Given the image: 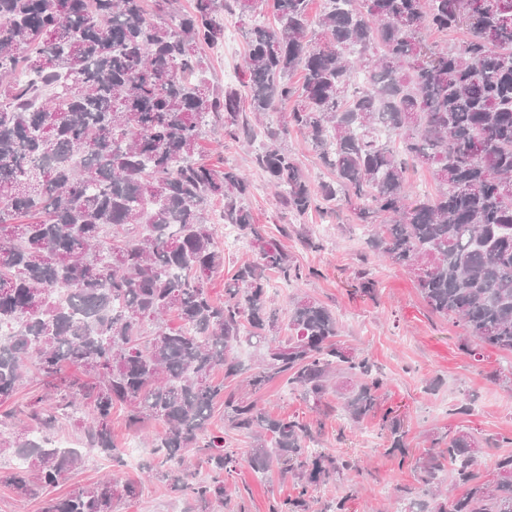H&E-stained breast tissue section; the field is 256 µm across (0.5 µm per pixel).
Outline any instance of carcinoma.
Segmentation results:
<instances>
[{
	"mask_svg": "<svg viewBox=\"0 0 512 512\" xmlns=\"http://www.w3.org/2000/svg\"><path fill=\"white\" fill-rule=\"evenodd\" d=\"M233 2L277 21L245 32L247 102L203 76L202 51L224 41L225 0H191L186 12L177 0H0V405L26 377L52 391L0 413L11 431L0 451L23 461L0 482L42 499L41 512H112L136 497V483L109 476L44 496L83 455L39 438L81 413L88 446L120 462L117 405L134 425L162 423L150 444L154 476L205 509L232 497L224 475L235 453L207 433L218 407L225 425L251 435L250 467L277 465L296 486L269 512H311L313 486L351 469L310 447L309 425L224 385L240 373L236 352L247 343L260 349L247 377L254 393L280 378L316 405L334 392L359 422L376 412L384 386L369 358L337 340L327 306L298 299L280 325L268 275L292 282L303 271L244 205L251 181L196 158L206 128L249 140L248 114L265 116L278 101L295 100L288 125L336 175L315 186L272 143L256 163L279 203L299 217L346 204L365 224L388 218L371 248L407 269L465 341L512 352V0H325L315 29L309 0ZM463 27L468 38L448 51L421 36ZM418 166L438 189L411 201L408 172ZM215 200L224 223L258 248L220 302L208 287L224 266L209 222ZM66 366L75 372L64 380ZM335 378L350 388L339 391ZM381 421L391 449L403 450L400 418L388 409ZM193 448L207 455V481L183 468ZM482 450L463 430L432 439L423 482L438 484L450 469L466 492H433L429 502L401 495L399 512H512V454L495 460L489 481Z\"/></svg>",
	"mask_w": 512,
	"mask_h": 512,
	"instance_id": "carcinoma-1",
	"label": "carcinoma"
}]
</instances>
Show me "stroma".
<instances>
[{"label":"stroma","mask_w":512,"mask_h":512,"mask_svg":"<svg viewBox=\"0 0 512 512\" xmlns=\"http://www.w3.org/2000/svg\"><path fill=\"white\" fill-rule=\"evenodd\" d=\"M274 25L273 17L228 15L224 18L225 39L219 47L205 50L207 76L215 88L242 86L243 59L247 45L245 29L255 24ZM264 137L236 141L222 127L208 128L201 152L217 169L233 168L246 174L252 190L246 199L255 220L268 239L280 243L305 273L303 280L285 284L272 297L280 319H287L293 302L314 299L331 308L339 321V339L352 352L367 356L385 380L380 392V411L355 423L337 409L335 395L320 406L306 402L285 380H277L258 397L269 412L296 416L314 424V448L329 457L350 461L358 468L354 478L331 479L314 492L313 512L347 498L349 512H394L399 490L410 497L426 499L427 487L417 466L434 436L464 430L485 439L506 435L512 439V353L464 343L462 329L427 306L411 274L381 260L369 245L370 225L360 223L348 208L332 213L314 212L294 217L283 211L265 175L255 166L254 154ZM281 144L298 159L312 183L332 181L306 140L288 130ZM369 271L376 283L374 294L358 288V274ZM391 409L400 417L407 433V456L390 452L380 430L381 411ZM157 424L144 421L129 428L124 409L112 414V437L118 446L133 439L141 447L136 465H117L94 452L70 471L53 489L61 496L91 484L103 476L133 481L138 495L121 500L116 512H197L189 499L172 494L165 482L147 478L146 468L156 457L147 445ZM210 432L222 435L236 451L237 463L227 482L237 492L242 512H269L272 501L294 495V483L278 470L260 475L248 464L251 438L229 429L223 412H216Z\"/></svg>","instance_id":"1"}]
</instances>
